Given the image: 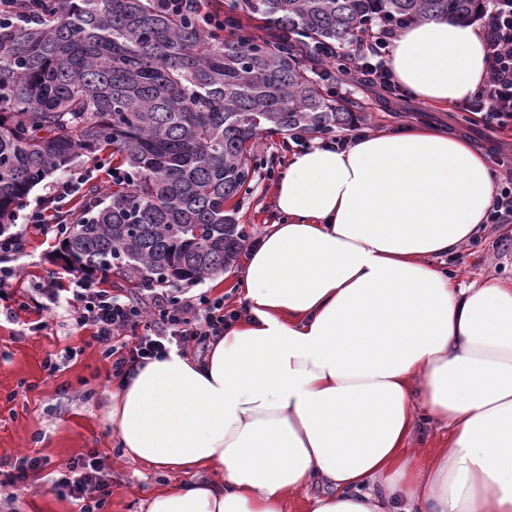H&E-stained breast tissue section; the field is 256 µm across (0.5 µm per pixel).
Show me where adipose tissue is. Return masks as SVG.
<instances>
[{
    "label": "adipose tissue",
    "instance_id": "ef3b65f1",
    "mask_svg": "<svg viewBox=\"0 0 512 512\" xmlns=\"http://www.w3.org/2000/svg\"><path fill=\"white\" fill-rule=\"evenodd\" d=\"M477 25L410 24L389 66L445 108L482 84ZM284 221L248 250L243 312L203 362L178 351L112 395L123 458L203 480L147 512H512V281L463 286L439 266L484 230L485 157L409 127L293 152ZM446 428L424 450L426 427Z\"/></svg>",
    "mask_w": 512,
    "mask_h": 512
}]
</instances>
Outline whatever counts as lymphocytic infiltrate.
Segmentation results:
<instances>
[{
  "label": "lymphocytic infiltrate",
  "instance_id": "obj_1",
  "mask_svg": "<svg viewBox=\"0 0 512 512\" xmlns=\"http://www.w3.org/2000/svg\"><path fill=\"white\" fill-rule=\"evenodd\" d=\"M483 17L486 74L461 109L478 116L488 130L500 132L512 127V0H487ZM401 25L395 18L369 23L352 44L322 43L316 58L321 63L342 61L351 80L371 88H394L387 59ZM88 176V171L74 170L23 214L18 230L0 233L1 289L18 275L11 261L24 253L29 235L55 240L64 233V225L51 222L49 216L63 211ZM46 282L44 300L36 305V312L49 314L71 307L76 325L90 330L92 341L111 363V378L118 381L148 361L166 357L170 350L205 352L223 338L225 325L236 316L235 311L225 309L223 298L204 292L185 296L168 289L143 288L125 294L67 267L49 271ZM128 332L133 335L129 341L124 338ZM52 487L74 500L79 512H104L112 494V471L92 451L61 465Z\"/></svg>",
  "mask_w": 512,
  "mask_h": 512
}]
</instances>
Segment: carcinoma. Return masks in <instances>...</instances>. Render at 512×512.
<instances>
[{
	"label": "carcinoma",
	"instance_id": "carcinoma-1",
	"mask_svg": "<svg viewBox=\"0 0 512 512\" xmlns=\"http://www.w3.org/2000/svg\"><path fill=\"white\" fill-rule=\"evenodd\" d=\"M482 2L230 0L278 35H307L276 45L155 0H46L38 22L0 32V227L47 177L109 152L126 179L90 187L80 220L58 216L66 265L136 288L221 274L246 238L226 203L247 190L260 136L357 119L304 60L315 42H350L380 16L467 20Z\"/></svg>",
	"mask_w": 512,
	"mask_h": 512
}]
</instances>
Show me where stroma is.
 I'll use <instances>...</instances> for the list:
<instances>
[{"mask_svg": "<svg viewBox=\"0 0 512 512\" xmlns=\"http://www.w3.org/2000/svg\"><path fill=\"white\" fill-rule=\"evenodd\" d=\"M349 99L363 117L357 120L361 135L390 133L408 125L453 127L485 156L495 145L512 144V130L493 134L482 124L469 125L447 110L414 100L404 91L382 96L368 87L352 88ZM297 143L286 134L263 135L256 150L259 165L246 193L236 197L234 216L255 243L280 222L273 183ZM59 244L42 236L28 238L18 259L21 275L8 288L14 299L29 304L41 301L48 271L62 267ZM455 264L465 281L512 279V223L492 225L484 244L463 248ZM36 316L18 311L16 321L0 315V463L30 455L60 465L98 451L112 470V495L105 512H146L154 492L179 487L184 475L148 468L136 461L118 462V450L103 415L116 387L99 347L88 330L77 328L70 310L48 314L45 325L35 328ZM60 366L55 374L44 368L46 359ZM13 512H76L64 493L48 485L44 475L19 488Z\"/></svg>", "mask_w": 512, "mask_h": 512, "instance_id": "1", "label": "stroma"}]
</instances>
